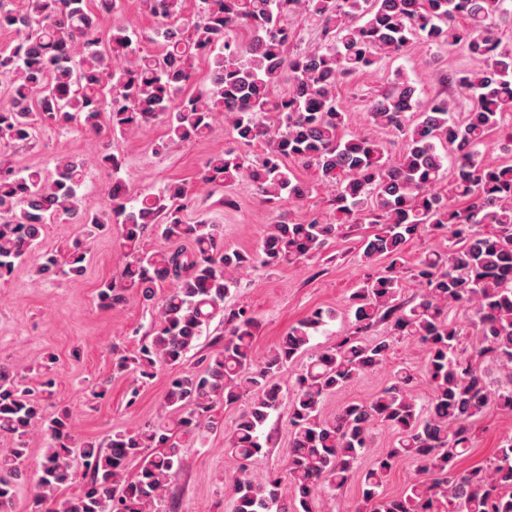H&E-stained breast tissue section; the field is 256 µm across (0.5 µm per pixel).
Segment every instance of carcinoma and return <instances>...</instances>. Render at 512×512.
Returning <instances> with one entry per match:
<instances>
[{
  "label": "carcinoma",
  "instance_id": "carcinoma-1",
  "mask_svg": "<svg viewBox=\"0 0 512 512\" xmlns=\"http://www.w3.org/2000/svg\"><path fill=\"white\" fill-rule=\"evenodd\" d=\"M24 2L18 8L0 0V31L16 34L14 46L0 50L9 99L0 106L1 144H29L50 129L124 135L156 121L166 125L169 142H189L207 137L220 116L235 146L212 155L200 172L202 183L221 190L220 205H235L231 189L243 179L265 202L303 200L309 186L286 166L294 158L333 189L336 222L313 214L272 224L253 254L225 248L220 225L187 221L196 198L184 183L132 195L119 176L124 160L112 153L98 156L112 182L104 209L93 212L82 205L83 161L61 158L51 171L1 166L0 280L31 260L43 280L80 275L87 240L121 225L127 261L98 298L112 308L135 296L151 310L152 324L134 355L113 351L117 370L134 367L152 378L164 365L183 363L218 314L224 336L203 367L169 380L164 415L99 442L73 437L69 410L46 414L54 379L24 388L14 366L0 362V435L14 442L0 451V512H14L27 481L28 441L37 433L47 448L33 512H167V493L183 466L182 436L202 440L218 431L239 462L229 486L232 512H318L317 494L353 479L362 487L363 512H435L440 500L444 512H512L511 438L484 463L459 468L477 418L491 407L512 416V158L490 161L480 150L494 135L512 143V45L497 35L512 26L506 0H199L186 20V0H142L162 20L157 53L123 27L100 37L89 0ZM288 16L315 21L319 46L291 48L296 32L286 26ZM416 44L459 46L482 67L447 77L472 102L461 115L454 99H423L400 74L371 102L373 128L401 137L394 159L375 131L345 132L338 86ZM210 55L209 85L182 95L194 81L195 61ZM285 74L290 88L279 95ZM256 143L261 155L241 152ZM61 219L79 225L81 235L63 254L43 250L47 226ZM346 224L371 225L360 249L383 261L349 297L353 331L332 346L310 345L335 316L319 308L255 357L257 321L244 307L225 306L231 290L258 265L276 269L315 256ZM148 230L168 247L144 248ZM423 233L445 237L449 247L417 261L420 291L408 307L397 303L404 247ZM453 310L469 319L476 339L469 348L461 347ZM379 323L390 334L365 338ZM404 338L424 351L425 403L414 395L416 372L401 366L371 399L324 416L329 395L381 370ZM303 358L294 383L285 385L283 373ZM232 407L239 414L227 429L221 411ZM283 407L290 433L285 468L258 473L264 428ZM380 423L398 440L372 456ZM402 458L417 463L419 478L390 496L385 478ZM132 463L138 471L131 478ZM81 469L82 487L63 496ZM285 480L295 489L290 500L279 492Z\"/></svg>",
  "mask_w": 512,
  "mask_h": 512
}]
</instances>
